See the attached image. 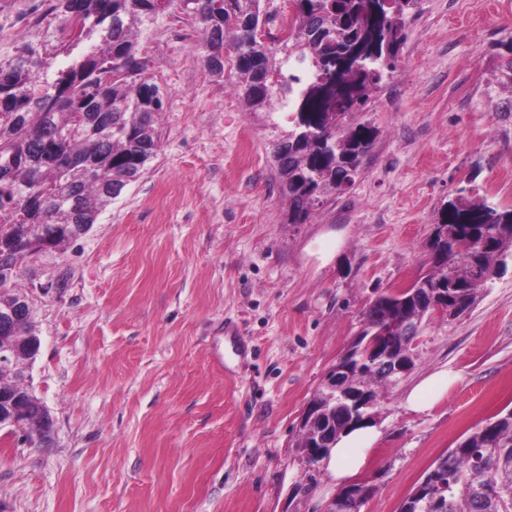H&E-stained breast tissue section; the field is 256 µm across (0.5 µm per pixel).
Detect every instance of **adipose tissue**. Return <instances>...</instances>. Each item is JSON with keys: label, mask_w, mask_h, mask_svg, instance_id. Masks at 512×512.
<instances>
[{"label": "adipose tissue", "mask_w": 512, "mask_h": 512, "mask_svg": "<svg viewBox=\"0 0 512 512\" xmlns=\"http://www.w3.org/2000/svg\"><path fill=\"white\" fill-rule=\"evenodd\" d=\"M459 380L458 374L442 368L420 378L406 393V410L428 412ZM381 429L372 421H364L341 434L326 459L327 467L337 485H347L368 463Z\"/></svg>", "instance_id": "ef3b65f1"}]
</instances>
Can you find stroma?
<instances>
[{"mask_svg":"<svg viewBox=\"0 0 512 512\" xmlns=\"http://www.w3.org/2000/svg\"><path fill=\"white\" fill-rule=\"evenodd\" d=\"M190 31L173 10L139 40L164 95L143 175L86 236L20 265L41 339L27 383L54 426L46 445L0 431V512H323L337 489L299 423L365 307L430 269L456 188L512 207V0H421L398 77L358 116L376 137L354 184L303 224L272 158L286 119L247 112ZM414 345L381 392L360 512H398L436 458L512 408V256ZM444 365L459 382L407 412ZM458 374L441 368L420 378L406 393L403 406L406 410L423 414L439 402L448 389L459 381Z\"/></svg>","mask_w":512,"mask_h":512,"instance_id":"obj_1","label":"stroma"}]
</instances>
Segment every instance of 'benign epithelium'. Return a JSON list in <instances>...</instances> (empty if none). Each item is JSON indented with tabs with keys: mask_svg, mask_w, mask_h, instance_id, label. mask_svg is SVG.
Masks as SVG:
<instances>
[{
	"mask_svg": "<svg viewBox=\"0 0 512 512\" xmlns=\"http://www.w3.org/2000/svg\"><path fill=\"white\" fill-rule=\"evenodd\" d=\"M6 285L9 287L11 302L0 309V372L12 375L23 369L17 362L19 353L35 349L40 338L34 329L23 337L10 333V329L19 322L33 320V299L28 294V289L19 283V273L12 274L6 280ZM424 312L428 317H445L448 306L440 295L435 294L426 301ZM351 355L352 351L349 350L338 359L323 387L312 398L301 417L300 428L305 430L308 437H314L318 442L316 447L311 445L302 449L308 465L312 468L318 466L328 452L324 448L328 444V431L324 430L322 415L336 407H342L354 416L361 409L375 406V401L371 399L367 389L356 383L352 377L349 366ZM412 366L413 347L409 343L398 354L385 353L380 356L374 370L381 377L393 382L405 376ZM35 414L44 426V433H49L54 421L45 414L42 403L31 394L5 392L0 384V430L23 431ZM361 501L363 493L357 489L341 490L326 505L324 512H357Z\"/></svg>",
	"mask_w": 512,
	"mask_h": 512,
	"instance_id": "obj_1",
	"label": "benign epithelium"
}]
</instances>
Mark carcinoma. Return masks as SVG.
<instances>
[{"instance_id":"1","label":"carcinoma","mask_w":512,"mask_h":512,"mask_svg":"<svg viewBox=\"0 0 512 512\" xmlns=\"http://www.w3.org/2000/svg\"><path fill=\"white\" fill-rule=\"evenodd\" d=\"M291 35L280 53L254 29L270 16L261 0H54L63 36L53 57L34 58L25 48L0 59V260L10 268L31 256L32 242L47 250L78 241L136 181L160 146V87L148 74L138 35L176 9L199 30L208 48L210 74L239 76L236 92L249 112L273 113L277 93L288 98V131L273 157L290 200L291 224H304L319 195L350 187L374 140V130L354 120L371 92L396 75L406 41V19L420 0H291ZM306 65L307 79L293 89L283 72ZM437 248L447 269H431L367 307L365 327L351 345L360 382L376 395L388 381L370 367L374 351H400L405 341L384 335L403 319L423 320V300L448 294L459 316L512 250V209L488 203L460 187L439 219ZM512 457V409L489 417L446 453L439 495L423 491L399 512H512V472L494 464Z\"/></svg>"}]
</instances>
